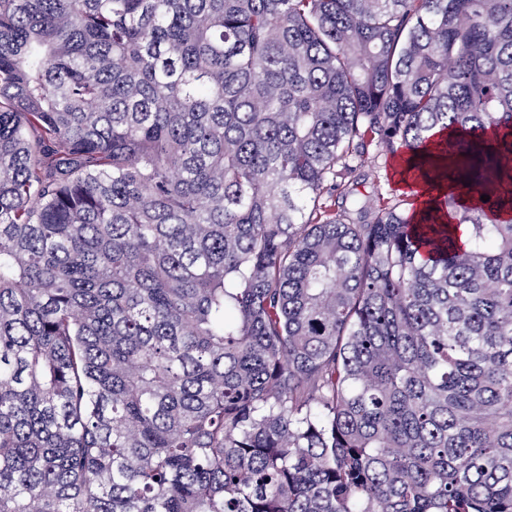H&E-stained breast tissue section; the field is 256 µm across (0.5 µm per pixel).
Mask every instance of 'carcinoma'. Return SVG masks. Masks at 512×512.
<instances>
[{
  "mask_svg": "<svg viewBox=\"0 0 512 512\" xmlns=\"http://www.w3.org/2000/svg\"><path fill=\"white\" fill-rule=\"evenodd\" d=\"M503 154L512 0H0V512H512ZM359 152L361 156L357 157L354 164L360 163L359 159L364 163L359 171L362 185H359L358 189L365 195H371L376 201L378 198L402 199L406 189L394 176V169L397 168L396 160L390 158L374 144L360 148Z\"/></svg>",
  "mask_w": 512,
  "mask_h": 512,
  "instance_id": "cac0c4a2",
  "label": "carcinoma"
}]
</instances>
